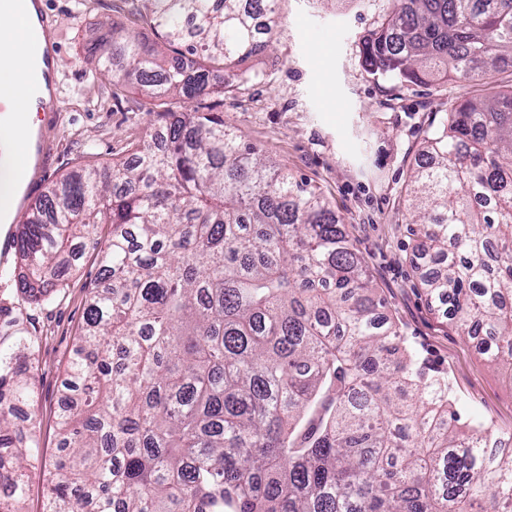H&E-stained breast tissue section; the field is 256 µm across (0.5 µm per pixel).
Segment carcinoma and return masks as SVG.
Instances as JSON below:
<instances>
[{"label": "carcinoma", "instance_id": "1", "mask_svg": "<svg viewBox=\"0 0 512 512\" xmlns=\"http://www.w3.org/2000/svg\"><path fill=\"white\" fill-rule=\"evenodd\" d=\"M132 2L159 42L114 26L99 61L154 132L53 183L14 238L17 288L49 301L112 227L38 472L15 414L38 338L0 304V512L35 475L46 512H512V452L457 429L340 216L206 104L273 46L278 0ZM360 58L401 84L512 68V0H386ZM408 212L427 295L512 380V90L427 132Z\"/></svg>", "mask_w": 512, "mask_h": 512}]
</instances>
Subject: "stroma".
Here are the masks:
<instances>
[{"instance_id": "obj_1", "label": "stroma", "mask_w": 512, "mask_h": 512, "mask_svg": "<svg viewBox=\"0 0 512 512\" xmlns=\"http://www.w3.org/2000/svg\"><path fill=\"white\" fill-rule=\"evenodd\" d=\"M384 0H279L273 47L250 62L233 91L211 96L226 126L322 191L343 217L383 313L420 356L448 374L459 426L475 422L512 435V377L490 365L476 339L457 332L448 305L429 300L413 272L416 241L406 221V192L424 136L452 104L512 88V70L490 79L403 85L374 77L360 62L363 40ZM57 19L59 111L39 113L43 158L24 174L26 215L63 174L125 156L145 135L140 92L118 89L99 71L98 44L113 25L153 30L126 0H45ZM17 252L0 264V301L22 312L38 338L36 398L25 412L39 435V454L58 453L56 412L66 367L85 326L88 288L99 275L97 248L87 246L66 284L49 302L16 288Z\"/></svg>"}]
</instances>
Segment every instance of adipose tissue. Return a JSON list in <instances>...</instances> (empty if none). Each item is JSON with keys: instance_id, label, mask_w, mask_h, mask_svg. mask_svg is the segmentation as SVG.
<instances>
[{"instance_id": "1", "label": "adipose tissue", "mask_w": 512, "mask_h": 512, "mask_svg": "<svg viewBox=\"0 0 512 512\" xmlns=\"http://www.w3.org/2000/svg\"><path fill=\"white\" fill-rule=\"evenodd\" d=\"M26 17L21 13H0V42L11 43L9 56L0 60V98L13 100L9 114L0 116V141L8 145L12 163L0 168V210L15 205L13 180L16 164L27 155L30 134L36 127L37 110L26 97L30 71L24 57L22 32Z\"/></svg>"}]
</instances>
